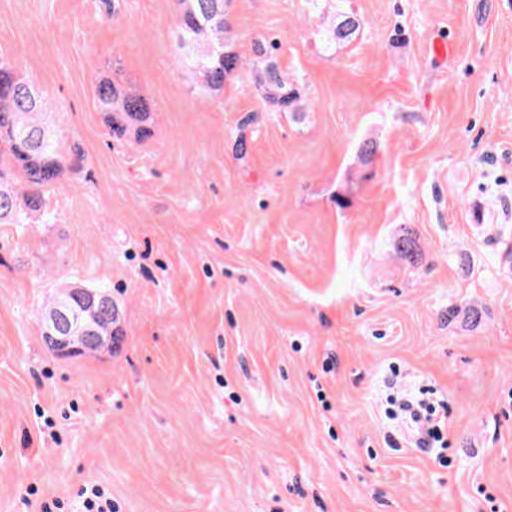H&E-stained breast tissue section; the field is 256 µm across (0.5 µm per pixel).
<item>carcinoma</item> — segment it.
<instances>
[{
    "mask_svg": "<svg viewBox=\"0 0 512 512\" xmlns=\"http://www.w3.org/2000/svg\"><path fill=\"white\" fill-rule=\"evenodd\" d=\"M229 0H176L180 64L208 90H221L239 74L241 62L225 32ZM360 28L353 13L342 12L323 32L324 42L346 44ZM271 44L255 47L253 83L273 112H299L300 88L288 80ZM98 109L113 136L142 140L151 135L149 101L120 84L100 79L94 88ZM54 122L44 118L41 96L12 61L0 58V223L30 224L45 214V191L80 163Z\"/></svg>",
    "mask_w": 512,
    "mask_h": 512,
    "instance_id": "1",
    "label": "carcinoma"
}]
</instances>
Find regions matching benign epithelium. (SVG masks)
<instances>
[{"label":"benign epithelium","mask_w":512,"mask_h":512,"mask_svg":"<svg viewBox=\"0 0 512 512\" xmlns=\"http://www.w3.org/2000/svg\"><path fill=\"white\" fill-rule=\"evenodd\" d=\"M79 301V310L84 323L73 326L71 309L61 308L60 313L65 320L58 316H49L40 321L42 338L53 353L61 358L76 357L85 352L101 350L105 347L104 337L96 335V331L88 328L90 321L102 314L104 309H112V299L101 289L82 288L70 291Z\"/></svg>","instance_id":"1"}]
</instances>
